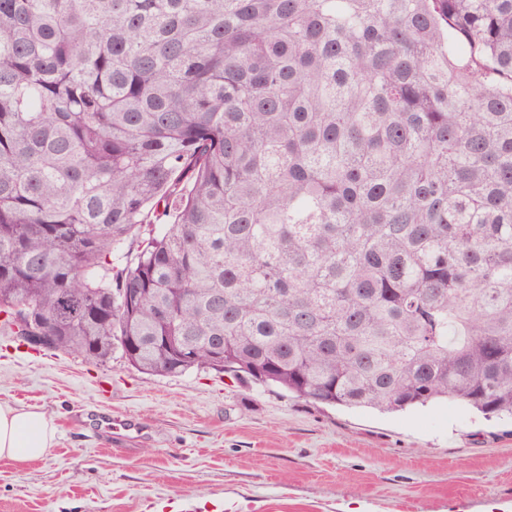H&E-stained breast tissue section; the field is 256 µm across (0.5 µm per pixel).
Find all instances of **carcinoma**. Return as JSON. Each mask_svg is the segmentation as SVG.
<instances>
[{
  "label": "carcinoma",
  "mask_w": 512,
  "mask_h": 512,
  "mask_svg": "<svg viewBox=\"0 0 512 512\" xmlns=\"http://www.w3.org/2000/svg\"><path fill=\"white\" fill-rule=\"evenodd\" d=\"M512 417V0H0V329Z\"/></svg>",
  "instance_id": "1"
}]
</instances>
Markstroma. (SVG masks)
<instances>
[{"label":"stroma","instance_id":"1","mask_svg":"<svg viewBox=\"0 0 512 512\" xmlns=\"http://www.w3.org/2000/svg\"><path fill=\"white\" fill-rule=\"evenodd\" d=\"M0 405L51 417L37 461L0 459V512H490L512 497V419L453 400L327 406L211 369L138 371L0 329ZM135 423L113 443L100 413Z\"/></svg>","mask_w":512,"mask_h":512}]
</instances>
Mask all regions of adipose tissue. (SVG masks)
<instances>
[{
  "mask_svg": "<svg viewBox=\"0 0 512 512\" xmlns=\"http://www.w3.org/2000/svg\"><path fill=\"white\" fill-rule=\"evenodd\" d=\"M56 429L45 413L0 405V458L20 461L46 456Z\"/></svg>",
  "mask_w": 512,
  "mask_h": 512,
  "instance_id": "1",
  "label": "adipose tissue"
}]
</instances>
